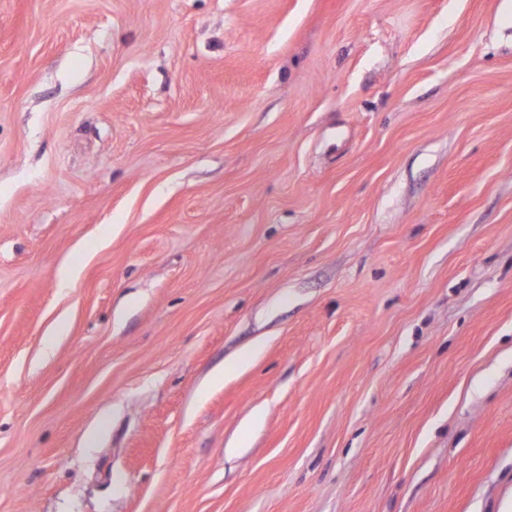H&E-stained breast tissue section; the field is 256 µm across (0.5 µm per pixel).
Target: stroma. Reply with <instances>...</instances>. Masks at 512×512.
<instances>
[{
	"label": "stroma",
	"mask_w": 512,
	"mask_h": 512,
	"mask_svg": "<svg viewBox=\"0 0 512 512\" xmlns=\"http://www.w3.org/2000/svg\"><path fill=\"white\" fill-rule=\"evenodd\" d=\"M511 498L512 0H0V512Z\"/></svg>",
	"instance_id": "1"
}]
</instances>
